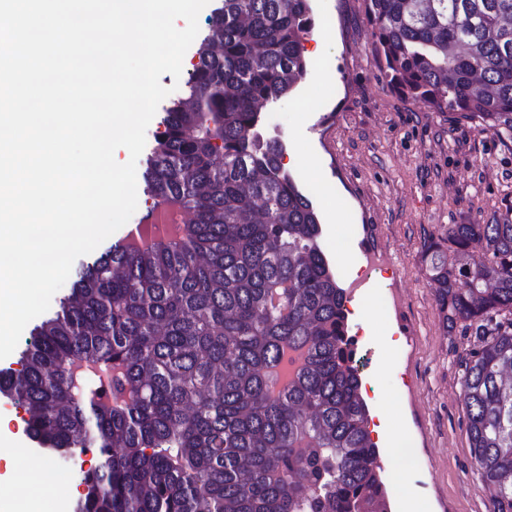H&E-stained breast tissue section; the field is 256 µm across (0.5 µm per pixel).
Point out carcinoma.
Here are the masks:
<instances>
[{"mask_svg": "<svg viewBox=\"0 0 512 512\" xmlns=\"http://www.w3.org/2000/svg\"><path fill=\"white\" fill-rule=\"evenodd\" d=\"M386 75L512 140V0H367ZM311 0H217L142 171L189 216L82 266L0 396L58 455L92 453L74 512H388L345 289L321 223L266 137L306 74ZM443 326L481 331L462 388L490 512H512V208L422 251ZM302 362L274 391L285 354Z\"/></svg>", "mask_w": 512, "mask_h": 512, "instance_id": "carcinoma-1", "label": "carcinoma"}]
</instances>
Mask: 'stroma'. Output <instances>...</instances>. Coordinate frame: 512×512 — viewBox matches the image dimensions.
I'll return each mask as SVG.
<instances>
[{
    "mask_svg": "<svg viewBox=\"0 0 512 512\" xmlns=\"http://www.w3.org/2000/svg\"><path fill=\"white\" fill-rule=\"evenodd\" d=\"M312 7L316 24H330L332 34L305 38L319 59L279 102L284 126L266 134L282 140L286 155L303 150L318 160L316 170H289L320 216L340 287L354 268L376 284L375 335L359 344L356 359L364 385L375 390L370 409L390 406L414 450L403 485L386 484L390 500L404 494L429 512H488L461 396L465 362L480 338L462 322L444 328L421 252L448 225L490 224L512 207V142L396 90L379 65L366 0H312ZM302 100L308 109L299 108ZM331 206L346 212V223H333ZM363 242L387 266L367 268ZM388 328L397 344L386 355L379 334ZM24 415L0 397V468L12 448H25L18 472L57 512L60 502H74L96 460L46 454L28 438Z\"/></svg>",
    "mask_w": 512,
    "mask_h": 512,
    "instance_id": "obj_1",
    "label": "stroma"
}]
</instances>
